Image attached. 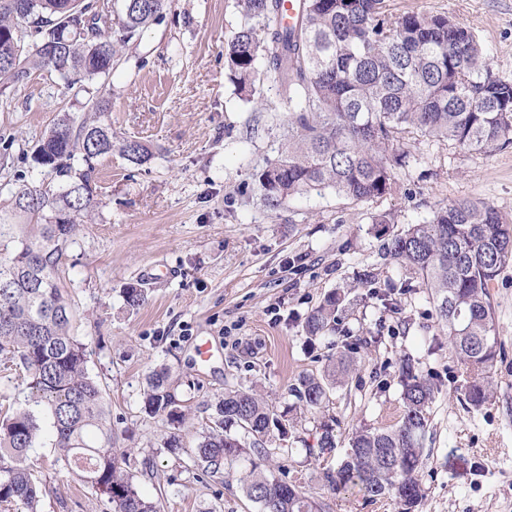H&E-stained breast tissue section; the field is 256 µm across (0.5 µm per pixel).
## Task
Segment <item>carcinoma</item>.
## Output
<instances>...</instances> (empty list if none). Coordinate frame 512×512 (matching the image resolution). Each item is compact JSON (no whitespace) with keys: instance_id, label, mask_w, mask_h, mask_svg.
<instances>
[{"instance_id":"carcinoma-1","label":"carcinoma","mask_w":512,"mask_h":512,"mask_svg":"<svg viewBox=\"0 0 512 512\" xmlns=\"http://www.w3.org/2000/svg\"><path fill=\"white\" fill-rule=\"evenodd\" d=\"M93 0H0V92L46 70L68 84L93 83L112 72L124 49L158 19L169 0H122L118 21L92 13ZM243 22L225 45V62L239 93L256 94V63L280 73L288 133L278 156L257 173L271 209L310 191L331 188L367 202L392 190L394 170L406 166L400 142L426 137L467 151L512 144V81L497 76L474 34L445 14L394 16L385 0H304L297 25H276L281 0H238ZM35 50L23 54L22 42ZM106 103L92 102L77 121L63 114L37 142L32 167L44 179L24 184L0 212V365L27 378L25 402L0 403V504L19 502L37 512L42 494L29 463L39 442L43 412L54 447L71 470L107 496L116 512H161L127 470V455L112 448L100 386L88 375V351L72 334L73 308L63 289L60 262L92 208L95 160L112 152V127L102 120ZM120 150L141 165L148 149L125 140ZM373 223L379 251L405 271L400 288L418 282L432 297L448 347L466 369L464 394L480 407L493 396L491 368L501 349L492 336L489 287L512 259V224L495 209L459 199L418 224L390 234L391 219ZM345 297L332 292L314 307L303 330L313 338L336 333ZM354 366L338 350L323 373L301 375L289 388L290 409L318 416L319 458L335 448L338 420L327 414L331 396ZM402 407L396 422L352 431L336 467L323 472L338 494L369 503L393 499L413 512L422 490L418 473L423 440L438 384L400 366ZM144 410L172 425L185 412L168 376L156 372ZM250 437L244 445L239 433ZM287 430L255 389L230 390L216 407L214 426L192 449L204 473L221 475L247 450L268 455L267 440ZM245 496L260 512H323L322 504L292 481L258 470L241 477Z\"/></svg>"}]
</instances>
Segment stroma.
<instances>
[{"label": "stroma", "mask_w": 512, "mask_h": 512, "mask_svg": "<svg viewBox=\"0 0 512 512\" xmlns=\"http://www.w3.org/2000/svg\"><path fill=\"white\" fill-rule=\"evenodd\" d=\"M392 14H445L471 30L493 71L512 80V0H385ZM242 18L236 0H171L111 74L65 85L38 71L0 94V210L19 182L39 181L28 160L59 115H84L92 99L109 107L104 121L117 139L145 144L141 165L120 150L101 156L94 174L92 221L82 224L61 259L63 286L75 311L73 335L87 345V369L105 393L112 445L130 449L129 470L162 512H257L239 471L209 477L191 451L207 433L225 391L254 388L275 410L303 373H319L338 346L358 347L356 367L330 406L340 421L336 448L320 459L307 449L318 435L302 417L286 439H272L260 467L315 494L327 512H398L384 499L332 493L323 470L340 461L353 429L393 424L401 403L399 366L411 359L440 390L423 441V490L415 512H512V261L490 289L501 354L495 393L481 408L465 399L464 370L448 351L425 288L399 290L404 271L383 260L373 219L389 214L399 232L452 202L468 198L512 222V145L468 152L426 138L406 139L409 164L397 169L390 194L357 202L334 190L312 191L278 209L261 200L255 175L281 147L286 112L280 86L261 72L262 101L240 95L224 45ZM389 290L390 307L371 299L363 280ZM142 284L132 308L122 292ZM348 310L332 340H311L303 324L331 291ZM212 356L200 363L199 344ZM166 370L188 409L175 428L143 410L156 370ZM185 445L163 452L170 432ZM46 488L40 512H115L113 504L68 471L43 435L30 453Z\"/></svg>", "instance_id": "35a3bbf8"}]
</instances>
